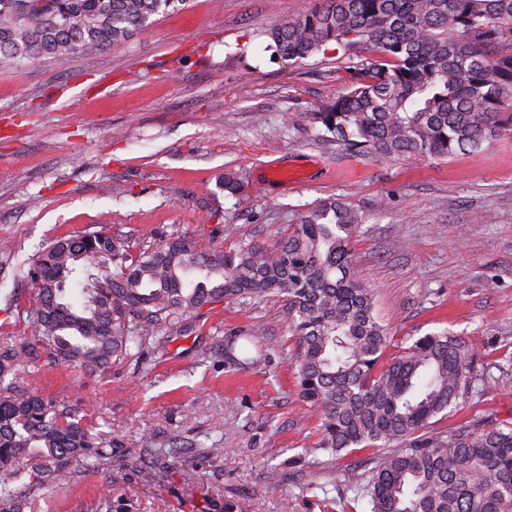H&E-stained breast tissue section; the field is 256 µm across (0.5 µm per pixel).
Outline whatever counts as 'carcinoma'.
Masks as SVG:
<instances>
[{
	"label": "carcinoma",
	"mask_w": 512,
	"mask_h": 512,
	"mask_svg": "<svg viewBox=\"0 0 512 512\" xmlns=\"http://www.w3.org/2000/svg\"><path fill=\"white\" fill-rule=\"evenodd\" d=\"M186 0H0V68L91 55L134 38ZM282 59L334 45L348 90L315 113L322 135L353 155L449 158L512 130V0H323L267 31ZM363 215L340 198L308 207L275 246L234 251L176 237L131 252L105 231L56 239L21 275L33 297L30 340L0 339V512H28L38 492L103 468L119 447L15 381L41 349L95 372L153 343L159 329L224 300L285 303L300 399L321 412L306 450L331 457L388 448L365 490L370 512H512V422L434 419L467 394L473 355L444 330L383 360L388 333L355 270ZM224 337V364L251 363Z\"/></svg>",
	"instance_id": "obj_1"
}]
</instances>
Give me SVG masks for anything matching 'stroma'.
Listing matches in <instances>:
<instances>
[{"label": "stroma", "mask_w": 512, "mask_h": 512, "mask_svg": "<svg viewBox=\"0 0 512 512\" xmlns=\"http://www.w3.org/2000/svg\"><path fill=\"white\" fill-rule=\"evenodd\" d=\"M318 0H187L91 56L0 69V337L29 336L18 275L50 241L108 228L136 246L169 238L273 244L339 196L364 223L352 245L387 327L388 356L448 330L477 377L437 421L512 419V131L448 159L342 155L313 112L345 90L341 51L275 59L266 32ZM237 174L226 196L218 180ZM261 326L273 355L224 366V335ZM278 302H218L100 376L33 359L21 385L80 408L118 441L107 470L41 491L35 512H368L358 480L375 448H307L320 412L300 401Z\"/></svg>", "instance_id": "stroma-1"}]
</instances>
